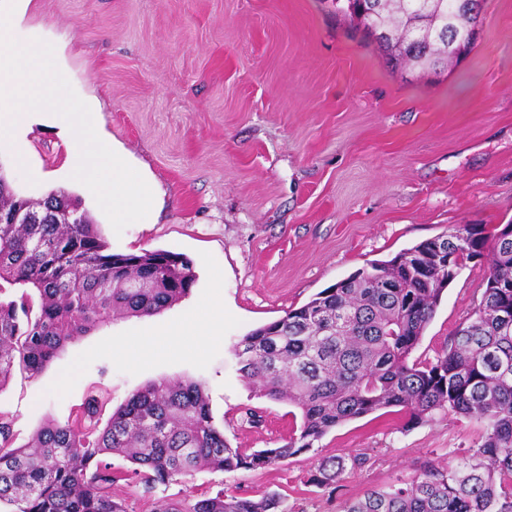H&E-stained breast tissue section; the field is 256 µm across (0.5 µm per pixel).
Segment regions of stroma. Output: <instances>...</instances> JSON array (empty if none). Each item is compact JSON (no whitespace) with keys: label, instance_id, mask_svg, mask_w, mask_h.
I'll list each match as a JSON object with an SVG mask.
<instances>
[{"label":"stroma","instance_id":"1","mask_svg":"<svg viewBox=\"0 0 512 512\" xmlns=\"http://www.w3.org/2000/svg\"><path fill=\"white\" fill-rule=\"evenodd\" d=\"M13 37L56 49L82 100L99 103L101 136L144 165L160 201L148 223L115 233L81 183L60 168L55 130L37 126L26 160L0 146L14 190L79 197L116 253L165 250L190 261L196 282L152 316L120 318L69 342L37 376L14 370L0 391L15 446L46 420L67 423L89 397L100 424L161 380L202 382L231 446L282 445L299 422L291 405L255 396L232 347L374 260H388L457 224L512 221V0H485L465 58L434 75L391 70L378 46L352 34L329 0H32ZM488 257L466 261L445 289L414 357L430 359L478 304ZM224 303L221 334L203 355L140 341ZM260 415L259 425L246 420ZM479 425L443 411L403 430L373 413L336 426L314 447L263 471L203 470L151 495L122 455L106 461L128 512L190 506L217 492L284 497L290 512H337L341 499L410 481L420 464L453 461ZM365 454L337 495L310 483L320 459Z\"/></svg>","mask_w":512,"mask_h":512}]
</instances>
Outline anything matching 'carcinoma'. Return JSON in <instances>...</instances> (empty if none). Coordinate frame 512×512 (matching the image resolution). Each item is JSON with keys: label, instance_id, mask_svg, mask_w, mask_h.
<instances>
[{"label": "carcinoma", "instance_id": "obj_1", "mask_svg": "<svg viewBox=\"0 0 512 512\" xmlns=\"http://www.w3.org/2000/svg\"><path fill=\"white\" fill-rule=\"evenodd\" d=\"M454 0H352L336 13L376 43L391 66L435 70L453 59L472 16ZM0 211L32 215L0 224V389L19 365L35 376L77 336L117 317L158 313L185 298L196 275L169 251L114 253L81 201L64 191L18 195L0 175ZM491 252L481 298L432 360L412 358L463 262ZM237 371L257 396L300 412L299 433L276 448H233L201 383L153 382L100 429L91 397L73 423L47 421L23 447L0 415V502L14 512H127L108 454L136 465L143 492L207 468L265 470L312 448L337 425L397 409L411 427L448 411L477 422V446L456 466L432 460L411 481L343 499L339 512H512V222L463 224L387 261H374L235 343ZM359 455L321 460L311 483L336 491ZM189 512H288L275 493L202 498Z\"/></svg>", "mask_w": 512, "mask_h": 512}]
</instances>
